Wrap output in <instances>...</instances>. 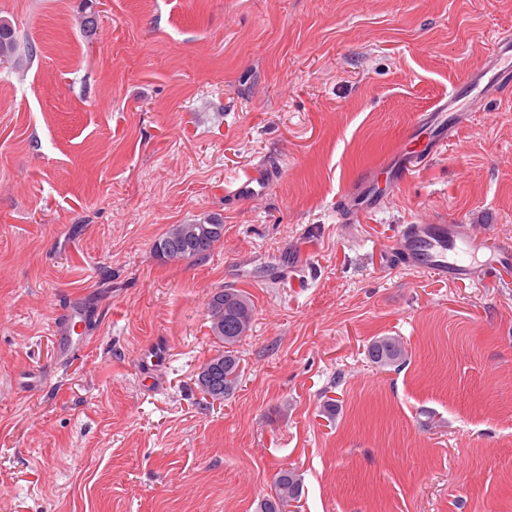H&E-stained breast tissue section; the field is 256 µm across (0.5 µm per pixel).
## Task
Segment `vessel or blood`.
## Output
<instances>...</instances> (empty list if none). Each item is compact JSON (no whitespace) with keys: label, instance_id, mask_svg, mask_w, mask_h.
<instances>
[{"label":"vessel or blood","instance_id":"b4317fda","mask_svg":"<svg viewBox=\"0 0 512 512\" xmlns=\"http://www.w3.org/2000/svg\"><path fill=\"white\" fill-rule=\"evenodd\" d=\"M474 94L512 102L511 31L497 33L491 54L469 74L466 83L452 86L447 97L416 116L392 155L382 163L379 174L366 175L357 192L337 197V215H354L359 205L373 201L371 189L378 178H386L390 187L400 186L411 171L437 151V142L422 138L421 129L432 128L443 132L445 138L455 139L463 125L462 101ZM273 174L271 165L259 164L247 180L226 191L227 202L238 204L262 199ZM481 241V235L471 225L437 224L426 219L405 225L397 240L396 251L400 263L405 266L430 272L444 280L474 281L487 278L496 273L498 267L512 263V239L496 241L489 259L483 261L477 257ZM80 315V310L72 306L66 307L61 314L62 342L66 353L71 355L80 350L79 343L71 337Z\"/></svg>","mask_w":512,"mask_h":512}]
</instances>
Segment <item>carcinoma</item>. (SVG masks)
I'll return each instance as SVG.
<instances>
[{
	"instance_id": "carcinoma-1",
	"label": "carcinoma",
	"mask_w": 512,
	"mask_h": 512,
	"mask_svg": "<svg viewBox=\"0 0 512 512\" xmlns=\"http://www.w3.org/2000/svg\"><path fill=\"white\" fill-rule=\"evenodd\" d=\"M38 53L31 42L20 43L11 25L0 23V62L20 67ZM224 235L221 218L211 216L201 223L173 224L155 241V253L171 262L188 261L209 253ZM211 332L222 344L224 351L214 356L222 367L208 391L211 399L226 400L232 397L240 384L241 360L235 345L251 329L254 309L250 299L236 288H226L213 295L211 303ZM371 361L380 367H401L408 352L403 343L391 336L374 340L368 348ZM302 479L294 469L280 470L273 481L271 493L258 501L256 512H285L289 503L299 500Z\"/></svg>"
}]
</instances>
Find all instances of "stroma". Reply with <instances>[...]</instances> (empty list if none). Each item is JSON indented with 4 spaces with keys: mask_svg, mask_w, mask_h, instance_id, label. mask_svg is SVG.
<instances>
[{
    "mask_svg": "<svg viewBox=\"0 0 512 512\" xmlns=\"http://www.w3.org/2000/svg\"><path fill=\"white\" fill-rule=\"evenodd\" d=\"M0 19L39 49L0 64V512H255L284 468L292 512H512V265L453 282L392 251L428 217L512 238V105L481 101L381 209L334 207L512 0H0ZM264 159L266 197L228 203ZM212 215L207 255L155 254ZM227 286L255 317L219 402L196 377ZM381 336L404 366L369 360ZM63 326L60 328V334L68 333L69 336H60L62 344L67 354L76 355L81 349L79 341L74 342L72 338V332L75 327L78 326L80 321L76 322V318L82 319L83 313L73 306H68L61 313Z\"/></svg>",
    "mask_w": 512,
    "mask_h": 512,
    "instance_id": "1",
    "label": "stroma"
}]
</instances>
